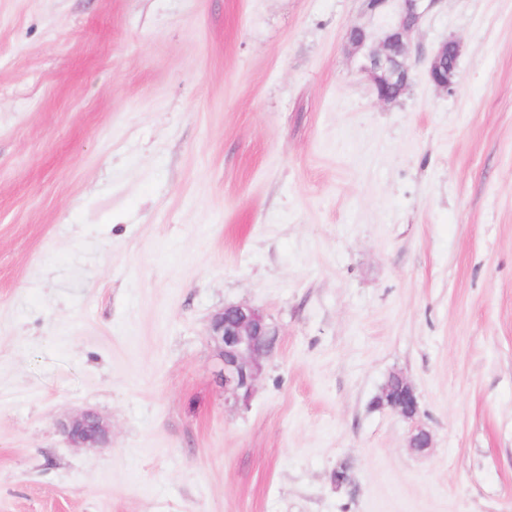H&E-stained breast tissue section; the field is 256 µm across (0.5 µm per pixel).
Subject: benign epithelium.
<instances>
[{"instance_id":"obj_1","label":"benign epithelium","mask_w":512,"mask_h":512,"mask_svg":"<svg viewBox=\"0 0 512 512\" xmlns=\"http://www.w3.org/2000/svg\"><path fill=\"white\" fill-rule=\"evenodd\" d=\"M364 13L388 17L390 21L376 34L354 25L346 31V44L356 56L358 69L370 79L379 101L398 100L411 80L407 59L410 35L437 0H362ZM461 46L454 40L442 43L434 52L429 77L438 88L450 91L456 84ZM278 336L277 328L257 308L247 304L226 305L211 318L208 339L220 364L219 381L224 393L236 402L248 404L256 381L270 356ZM376 404L414 423L410 447L431 446L429 433L416 424L418 400L408 379L392 373L383 384ZM62 433L76 448H95L109 433L108 426L93 412H85L59 424Z\"/></svg>"}]
</instances>
